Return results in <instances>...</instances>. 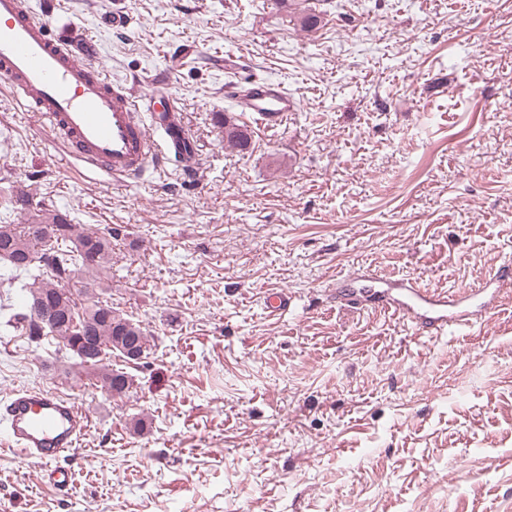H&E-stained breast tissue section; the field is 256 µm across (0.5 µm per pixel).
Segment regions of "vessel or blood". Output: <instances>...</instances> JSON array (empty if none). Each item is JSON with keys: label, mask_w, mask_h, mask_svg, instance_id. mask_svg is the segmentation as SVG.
<instances>
[{"label": "vessel or blood", "mask_w": 512, "mask_h": 512, "mask_svg": "<svg viewBox=\"0 0 512 512\" xmlns=\"http://www.w3.org/2000/svg\"><path fill=\"white\" fill-rule=\"evenodd\" d=\"M0 80L83 170L107 175L114 187L128 186L146 170L163 172L171 166L184 181L198 176L189 133L174 111H156L151 94L114 82L94 47L79 49L53 35L23 0H0ZM228 95L239 111L258 115L267 127L299 109L287 89L266 80L230 87ZM382 284L378 310L415 333L444 336L492 313L483 296L512 284V263L500 265L474 287L446 291L413 278H386ZM88 421L74 399L24 388L0 406V440L54 473V484L62 490L70 476L58 463L76 449Z\"/></svg>", "instance_id": "b4317fda"}]
</instances>
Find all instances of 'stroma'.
<instances>
[{
	"label": "stroma",
	"mask_w": 512,
	"mask_h": 512,
	"mask_svg": "<svg viewBox=\"0 0 512 512\" xmlns=\"http://www.w3.org/2000/svg\"><path fill=\"white\" fill-rule=\"evenodd\" d=\"M96 45L115 81L175 104L199 149L113 188L74 172L0 84V219L12 187L112 228L103 298L150 336L112 399L57 341L0 326V399L89 413L69 489L0 445L5 512H512V298L430 338L336 302L383 277L475 286L512 258V0H24ZM311 9L319 29L297 17ZM125 26L113 27V13ZM279 81L281 125L228 81ZM251 126L224 142L219 115ZM287 290L270 318L263 292ZM147 423L145 432L133 419Z\"/></svg>",
	"instance_id": "1"
}]
</instances>
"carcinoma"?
Returning a JSON list of instances; mask_svg holds the SVG:
<instances>
[{
	"label": "carcinoma",
	"instance_id": "1",
	"mask_svg": "<svg viewBox=\"0 0 512 512\" xmlns=\"http://www.w3.org/2000/svg\"><path fill=\"white\" fill-rule=\"evenodd\" d=\"M224 124L233 131L224 135L229 146L246 149L249 133L233 118L224 116ZM13 210L26 218L24 224L0 223V287L22 284L27 297H38L47 307L69 314V320L58 326H41L33 316L21 314L20 322L28 335L51 336L80 364L93 372L100 387L113 398L130 393L132 376L112 369L104 361L116 354L128 358L129 342L136 343L139 358L147 357L149 339L146 329L106 301L97 299V292L109 287L106 272L112 267V228L71 223L68 215L52 205L33 206L29 193L22 189L10 195ZM51 228L50 234L42 229ZM87 340L93 358L82 359L75 342Z\"/></svg>",
	"mask_w": 512,
	"mask_h": 512
}]
</instances>
